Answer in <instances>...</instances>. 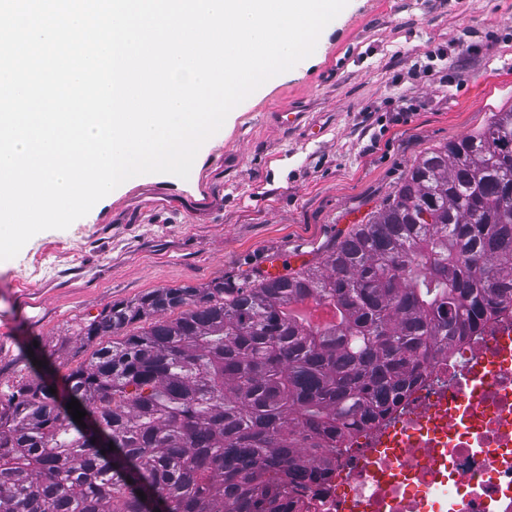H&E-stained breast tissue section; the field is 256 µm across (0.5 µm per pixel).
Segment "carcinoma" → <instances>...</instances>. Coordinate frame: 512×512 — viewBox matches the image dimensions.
I'll return each instance as SVG.
<instances>
[{"label": "carcinoma", "mask_w": 512, "mask_h": 512, "mask_svg": "<svg viewBox=\"0 0 512 512\" xmlns=\"http://www.w3.org/2000/svg\"><path fill=\"white\" fill-rule=\"evenodd\" d=\"M333 307L314 325L295 307ZM512 307V108L435 148L366 223L283 279L162 288L104 309L66 375L88 442L36 378L0 389V512H301L353 428ZM145 323L139 331L128 327Z\"/></svg>", "instance_id": "cac0c4a2"}]
</instances>
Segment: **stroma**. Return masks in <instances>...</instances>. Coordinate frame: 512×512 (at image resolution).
Instances as JSON below:
<instances>
[{
    "mask_svg": "<svg viewBox=\"0 0 512 512\" xmlns=\"http://www.w3.org/2000/svg\"><path fill=\"white\" fill-rule=\"evenodd\" d=\"M512 108V0H349L312 55L263 84L188 179L135 176L0 261V383L60 388L80 321L157 288L320 261L426 151ZM296 112L299 128L276 115Z\"/></svg>",
    "mask_w": 512,
    "mask_h": 512,
    "instance_id": "obj_1",
    "label": "stroma"
}]
</instances>
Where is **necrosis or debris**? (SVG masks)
Listing matches in <instances>:
<instances>
[{"label":"necrosis or debris","mask_w":512,"mask_h":512,"mask_svg":"<svg viewBox=\"0 0 512 512\" xmlns=\"http://www.w3.org/2000/svg\"><path fill=\"white\" fill-rule=\"evenodd\" d=\"M347 446L308 512H512V309Z\"/></svg>","instance_id":"1"}]
</instances>
